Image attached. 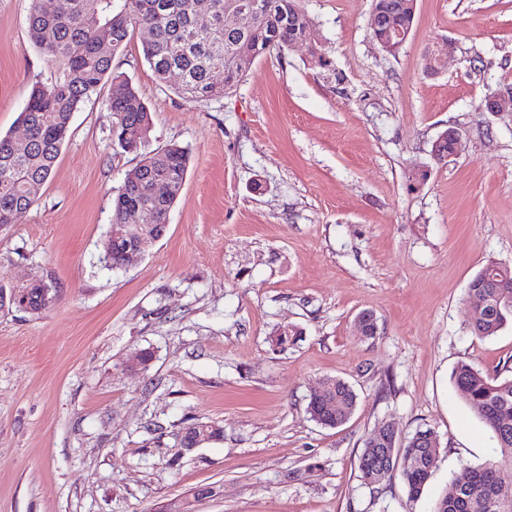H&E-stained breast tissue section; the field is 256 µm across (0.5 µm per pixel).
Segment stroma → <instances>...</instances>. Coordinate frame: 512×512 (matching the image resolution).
<instances>
[{
  "mask_svg": "<svg viewBox=\"0 0 512 512\" xmlns=\"http://www.w3.org/2000/svg\"><path fill=\"white\" fill-rule=\"evenodd\" d=\"M318 34L255 59L224 98L191 104L156 79L138 30L113 64L153 116L147 150L189 147L166 234L112 269L102 243L112 189L140 160L112 137L105 94L74 114L50 179L19 223L0 227V287L36 279L57 300L0 309V512H156L197 488L195 512H432L497 450L452 373L469 361L512 376V326L469 329L471 278L512 268V0H417L396 54L373 40V0H301ZM30 0H0V133L56 68L27 34ZM450 40L438 74L425 50ZM458 128L460 153L432 143ZM431 169L408 186L419 166ZM378 331L363 338L358 313ZM295 330L288 350L273 347ZM147 372L131 370L141 350ZM330 379L352 386V418L307 412ZM220 440L184 451L194 422ZM432 429L437 470L418 498L384 493L358 458L384 423ZM461 141V132L456 128H448L439 135V137L434 141L432 145L431 155L433 159L438 162L450 160L458 154ZM446 142L451 143L453 146V152L450 154L448 153V150L451 148V146L448 145V143L444 146L443 150L444 152L448 153V156L445 155L442 151V145Z\"/></svg>",
  "mask_w": 512,
  "mask_h": 512,
  "instance_id": "obj_1",
  "label": "stroma"
}]
</instances>
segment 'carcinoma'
<instances>
[{
	"label": "carcinoma",
	"mask_w": 512,
	"mask_h": 512,
	"mask_svg": "<svg viewBox=\"0 0 512 512\" xmlns=\"http://www.w3.org/2000/svg\"><path fill=\"white\" fill-rule=\"evenodd\" d=\"M250 0H59L57 9L43 11L40 0H31L27 30L31 43L44 50L58 67L47 82L36 84L19 113L29 128V139L16 142L0 135V227L17 224L36 202L32 187L46 183L61 148L67 140L73 114L107 88V105L112 113V136L128 152L144 145L152 128V114L131 80L113 67L115 51L135 28H145L150 39L143 45V57L161 82L178 78L177 94L191 103L217 100L232 92L245 71L235 58L249 54L258 58L275 50L284 52L293 43L315 36L312 21L300 0H265L266 14L249 31L241 34L230 22L232 11ZM379 28L372 31L377 42H388L396 30L412 28L415 13L406 0H375ZM202 14L210 18L209 28L198 26ZM111 32L108 45L98 39L99 30ZM220 71L224 82L213 81ZM190 151L171 144L142 155L137 166L113 190L112 230L119 229L129 210L142 209L151 223L164 224L187 176ZM162 179L172 192L159 197L153 184ZM104 261L113 269L133 264L122 243L107 235ZM503 287L490 288L483 272L470 281L468 294L481 295L485 305L470 322L478 337L495 335L512 323V268L499 267ZM48 284L36 280L25 286L21 302L37 312L50 307L57 292H45ZM460 399L478 408V417L499 448V457L469 469V480L456 483L436 503L434 512H512V377H491L467 361L452 374ZM356 408V394L343 380L334 379L325 394L310 395L307 412L318 424L336 428L345 424ZM440 455V444L429 428L417 429L401 438L390 433L387 442L365 447L359 458L360 478L377 492L385 489L390 474L399 472L411 497H419Z\"/></svg>",
	"instance_id": "cac0c4a2"
}]
</instances>
